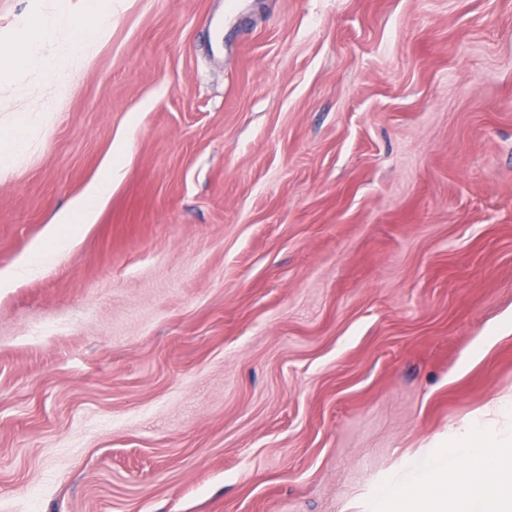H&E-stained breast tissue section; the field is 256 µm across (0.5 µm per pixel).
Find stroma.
I'll return each instance as SVG.
<instances>
[{
  "label": "stroma",
  "instance_id": "stroma-1",
  "mask_svg": "<svg viewBox=\"0 0 512 512\" xmlns=\"http://www.w3.org/2000/svg\"><path fill=\"white\" fill-rule=\"evenodd\" d=\"M66 81L0 85V512H392L512 434V0H112ZM112 181L113 173L111 167L100 175L90 191L80 202L75 215L77 219L85 223V220L91 218L98 204L111 193Z\"/></svg>",
  "mask_w": 512,
  "mask_h": 512
}]
</instances>
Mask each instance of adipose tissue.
I'll return each instance as SVG.
<instances>
[{
  "label": "adipose tissue",
  "instance_id": "ef3b65f1",
  "mask_svg": "<svg viewBox=\"0 0 512 512\" xmlns=\"http://www.w3.org/2000/svg\"><path fill=\"white\" fill-rule=\"evenodd\" d=\"M83 11L82 37L60 54L44 55L43 47L75 21V14L67 9L54 10L35 27L19 29L13 40L1 41L0 80L31 63L62 72L84 58L112 19V0H87ZM468 443L472 454L465 468L429 473L415 486L397 493L396 512H512V448L478 430L469 432ZM488 470L497 473L494 483L484 479Z\"/></svg>",
  "mask_w": 512,
  "mask_h": 512
}]
</instances>
